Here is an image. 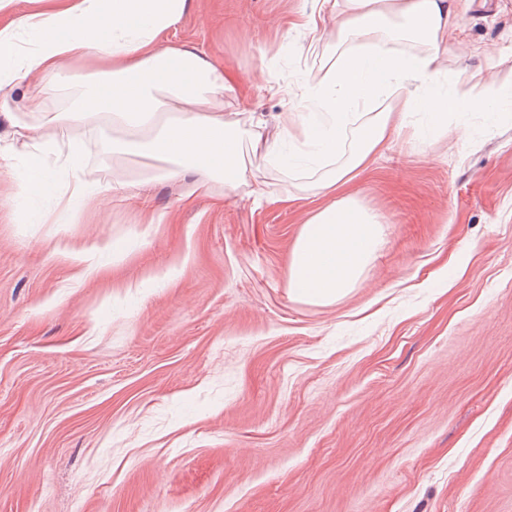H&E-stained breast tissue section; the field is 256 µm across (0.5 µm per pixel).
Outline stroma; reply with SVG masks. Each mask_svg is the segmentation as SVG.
Wrapping results in <instances>:
<instances>
[{
    "label": "stroma",
    "instance_id": "stroma-1",
    "mask_svg": "<svg viewBox=\"0 0 512 512\" xmlns=\"http://www.w3.org/2000/svg\"><path fill=\"white\" fill-rule=\"evenodd\" d=\"M320 0H194L167 42L203 45L241 80L228 112L288 108L332 55L289 29ZM266 56L253 54L254 45ZM436 96L493 83L441 132L410 114L355 188L385 219L357 288L329 307L288 295L316 206L266 184L183 204L190 181L114 158L134 189L61 213L76 171L12 136L0 109V512H512V0H469ZM38 160L51 184L25 194Z\"/></svg>",
    "mask_w": 512,
    "mask_h": 512
}]
</instances>
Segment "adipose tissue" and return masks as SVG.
Returning a JSON list of instances; mask_svg holds the SVG:
<instances>
[{"label":"adipose tissue","instance_id":"obj_1","mask_svg":"<svg viewBox=\"0 0 512 512\" xmlns=\"http://www.w3.org/2000/svg\"><path fill=\"white\" fill-rule=\"evenodd\" d=\"M43 8L6 16L12 0H0V57L15 64L0 82V106L7 89L32 85L18 122L28 137L26 119L46 112L51 99L75 94L73 107L54 119L78 128L106 120L127 129L113 150L156 160V174L169 180L186 172L196 187L210 181L236 190L247 181L245 157H278L280 142L260 123L241 133L238 120L224 116V101L236 96L237 81L192 43L163 39L190 11L193 0H43ZM333 18L327 36L334 61L298 87L271 84L274 93L302 100L318 111L315 122L302 113L281 112V135L298 143L304 162L292 165L308 174L305 192L319 205L303 221L288 265L294 299L331 306L356 287L373 260L382 231L380 215L364 208L351 186L366 172L382 147L397 136L410 112L424 109L435 121L451 112H475L496 99L499 88L461 90L450 99L407 93L408 83L429 85L442 71L448 30L468 0H322ZM36 35L21 47L17 29ZM420 45L415 54L396 52L395 44ZM81 62L86 80L72 88L63 69ZM391 99L387 111H371L378 98Z\"/></svg>","mask_w":512,"mask_h":512}]
</instances>
